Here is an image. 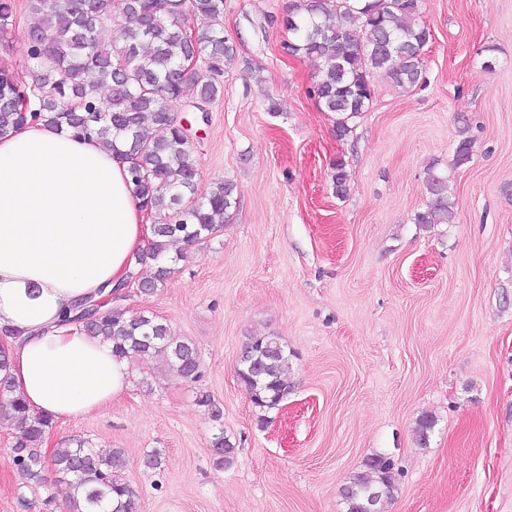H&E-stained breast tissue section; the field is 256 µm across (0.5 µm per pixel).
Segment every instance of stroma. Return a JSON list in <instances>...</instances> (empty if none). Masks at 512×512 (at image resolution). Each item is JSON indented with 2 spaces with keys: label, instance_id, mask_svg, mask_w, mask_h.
Listing matches in <instances>:
<instances>
[{
  "label": "stroma",
  "instance_id": "stroma-1",
  "mask_svg": "<svg viewBox=\"0 0 512 512\" xmlns=\"http://www.w3.org/2000/svg\"><path fill=\"white\" fill-rule=\"evenodd\" d=\"M288 4L224 0L237 57L222 93L206 115L175 112L194 129L197 197L230 179L237 204L163 288L120 302L193 343L202 378L131 360L126 394L54 421L51 438L120 449L138 512H345L343 488L377 453L396 462L381 512H512V0H423L422 82L403 93L373 75L342 138L312 93L317 62L283 47ZM14 12L0 66L22 74L27 0ZM464 136L474 152L456 169ZM432 164L455 218L428 228L415 215ZM258 333L285 347L293 387L264 413L236 373ZM424 415L435 425L422 447ZM219 433L235 447L228 467L212 452ZM14 436L0 421V512H47L13 464ZM155 450L156 470L144 464Z\"/></svg>",
  "mask_w": 512,
  "mask_h": 512
}]
</instances>
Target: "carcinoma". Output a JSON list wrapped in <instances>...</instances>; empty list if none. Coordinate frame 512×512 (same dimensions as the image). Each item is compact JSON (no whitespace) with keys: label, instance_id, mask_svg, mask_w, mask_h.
I'll return each mask as SVG.
<instances>
[{"label":"carcinoma","instance_id":"1","mask_svg":"<svg viewBox=\"0 0 512 512\" xmlns=\"http://www.w3.org/2000/svg\"><path fill=\"white\" fill-rule=\"evenodd\" d=\"M28 2L33 85L20 81L12 69H0V136L31 120L43 121L96 138L125 157L134 192L154 229V240L135 257L130 277L153 292L174 273L161 264L170 245L208 239L229 221L236 205L237 186L230 180L216 183L201 200L185 201L194 193L197 168L173 111L188 90L196 105L209 104L222 92L215 75L236 58L220 25L224 0H118L115 10L109 0ZM420 9L421 0H294L289 6L286 28L293 40L286 48L321 61L313 94L322 111L336 116L337 136L347 135L349 122L368 110L372 75H382L402 92L421 81L431 31L420 22ZM190 19L197 21L192 30ZM13 20L12 0H0L1 34L9 32ZM106 24L122 31L121 43L100 40L99 29ZM194 58L206 69H187ZM24 93L37 99L27 116L15 104ZM472 156V140L461 139L453 166L467 165ZM332 182L336 196L347 193L340 159ZM425 190V208L415 223H452L448 176L429 167ZM83 327L110 341L118 358L157 360L190 382L202 376L195 346L172 336L171 327L154 315L115 306L98 311ZM288 369V354L277 337L250 336L237 375L253 405L265 411L288 397ZM0 417L20 429L13 462L30 487L44 491V504L51 507L43 441L52 418L31 412L6 375L0 377ZM212 451L217 464L233 463L235 448L224 435L214 437ZM52 458L55 476L69 487L70 512H137L136 493L119 478L125 464L121 450L103 453L73 438L53 449ZM392 469L386 456L369 458L366 470L343 489L346 512H369L372 499L391 494Z\"/></svg>","mask_w":512,"mask_h":512}]
</instances>
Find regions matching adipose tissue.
<instances>
[{
    "mask_svg": "<svg viewBox=\"0 0 512 512\" xmlns=\"http://www.w3.org/2000/svg\"><path fill=\"white\" fill-rule=\"evenodd\" d=\"M152 239L111 150L42 122L0 137V344L30 411L78 418L129 390L127 360L63 319L104 300Z\"/></svg>",
    "mask_w": 512,
    "mask_h": 512,
    "instance_id": "adipose-tissue-1",
    "label": "adipose tissue"
}]
</instances>
